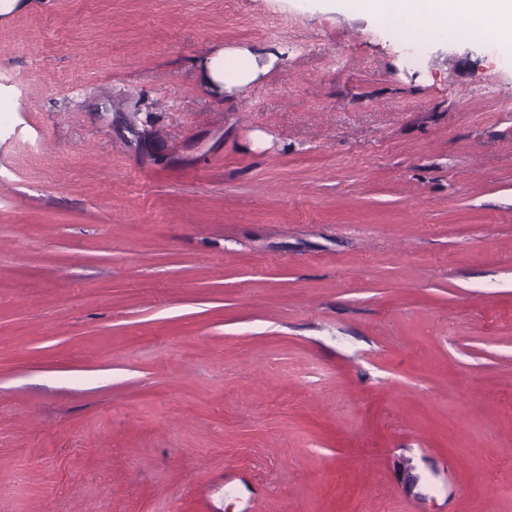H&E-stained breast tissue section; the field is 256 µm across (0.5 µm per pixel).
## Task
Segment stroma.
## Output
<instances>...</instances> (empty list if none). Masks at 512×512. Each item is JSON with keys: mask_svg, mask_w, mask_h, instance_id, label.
Wrapping results in <instances>:
<instances>
[{"mask_svg": "<svg viewBox=\"0 0 512 512\" xmlns=\"http://www.w3.org/2000/svg\"><path fill=\"white\" fill-rule=\"evenodd\" d=\"M413 41L0 11V512H512V48ZM263 56L264 52L220 50L205 62L207 79L219 91L231 93L241 89L266 69V66L259 67L257 61Z\"/></svg>", "mask_w": 512, "mask_h": 512, "instance_id": "obj_1", "label": "stroma"}]
</instances>
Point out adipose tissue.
Instances as JSON below:
<instances>
[{"label": "adipose tissue", "instance_id": "adipose-tissue-1", "mask_svg": "<svg viewBox=\"0 0 512 512\" xmlns=\"http://www.w3.org/2000/svg\"><path fill=\"white\" fill-rule=\"evenodd\" d=\"M361 11L393 12L429 29L454 26L461 37L490 29L499 38L512 39V0H357ZM211 86L230 93L256 79L257 53L218 51L205 63Z\"/></svg>", "mask_w": 512, "mask_h": 512}]
</instances>
